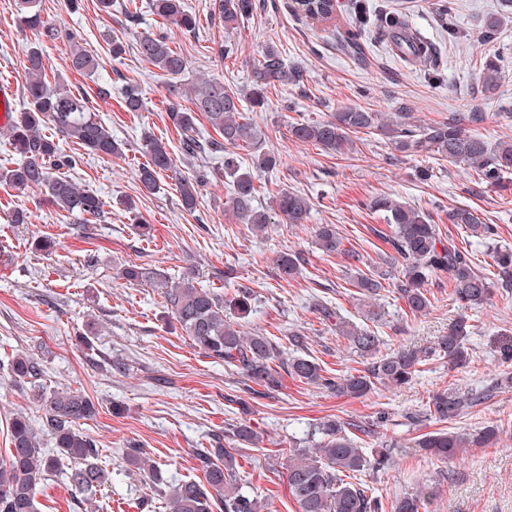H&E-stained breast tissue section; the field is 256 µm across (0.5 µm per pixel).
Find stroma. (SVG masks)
I'll return each instance as SVG.
<instances>
[{
	"mask_svg": "<svg viewBox=\"0 0 512 512\" xmlns=\"http://www.w3.org/2000/svg\"><path fill=\"white\" fill-rule=\"evenodd\" d=\"M130 2L137 9L133 24L124 18ZM184 2L199 21L192 33L164 29L150 0H115L108 16L99 12L97 0H82L75 13L66 0H41L44 16L58 28L50 39L21 30L16 0H0V80L14 84L17 104L25 102L26 51L40 43L48 80L67 83L90 98L99 119L124 144L122 155L111 159L86 154L68 141L60 144L64 154L77 159L69 177L105 203L103 215L91 222L51 205L44 191L0 185V457L7 453L13 415L39 416L34 389L17 387L9 370L12 358L24 352L43 364L44 388L78 389L96 403L97 415L82 430L102 449L112 472L111 482L96 495L107 512H139L138 498L155 495L145 476L122 460L124 448L146 449L167 481L195 479V449L215 447L227 424L243 420L261 435L257 446L241 451L250 493L267 501L268 512H297L288 493V448L327 418L375 424L363 447L398 445L392 467L365 479L384 504L429 485L436 492L425 512H512V362L497 354L512 343V286L496 281L493 262L496 247L512 249V183L497 191L487 188L467 166L399 152L377 130L357 134L352 150L343 154L288 133L291 124L326 120L344 107L360 106L408 113L409 125L416 128L477 112L482 119L473 132L491 143L512 141V19L494 38L484 36L485 21L501 12L502 0H364L366 6L382 3L407 15L438 51L439 67L433 72L402 57L371 27L360 39L364 55L354 56L342 42L357 24L350 0H337L327 20L298 15L292 0H262L260 9L230 32L213 0ZM444 4L452 8L458 38H449L442 24ZM162 29L171 46L185 53L191 80L217 76L225 85L242 88L253 58L270 43L288 65L302 70L303 83L275 86L266 110L252 113L260 138L238 154L247 165L257 152L279 153L282 163L262 176L253 206L268 212L277 192H297L312 204L306 223L279 221L254 233L226 205L230 185L223 154L183 155L181 135L168 114L170 82L135 50L141 34ZM70 32L99 56L94 75L70 69ZM115 35L125 46L118 60L110 53ZM225 45L232 51L223 59L218 50ZM492 57L500 59L504 73L498 89L487 93L480 72ZM129 85L138 87L142 111L123 109ZM148 135L160 139L176 160L153 194L142 191L136 176L147 160L143 144ZM202 166L211 177L190 213L181 206L178 180ZM424 168L431 172L425 181L418 176ZM384 195L430 213L443 237L468 249L477 268L493 280L490 300L466 311L474 326L470 363L453 367L439 359L427 361L403 388L379 384L366 396L352 398L286 374L277 391L253 394L243 375L205 355L168 317L157 289L117 276L121 266L137 264L175 279L195 272L198 285L227 295L236 285L249 286L256 300L253 313L241 321L244 331L267 336L284 350L290 332L301 331L307 354L328 374L353 373L365 367V358L337 336L335 320L316 310V300H327L346 319L374 330L390 350L433 346L463 312L444 273L429 278L425 288L432 305L417 316L388 291L376 300H360L347 259L318 249L316 226L336 225L345 247L360 253L363 271L397 276L399 264L385 257L374 234L384 227V214L368 208ZM457 207L476 209L484 223L493 225L494 235L471 237L449 223L448 213ZM41 239L54 241L52 252L36 249ZM288 251L306 257L291 280L282 279L275 264L277 255ZM446 387L481 390L486 397L443 425L425 418L423 409L434 391ZM489 424L502 430L495 445L469 449L445 464L408 449L418 435L443 426L465 433ZM35 502L37 512H82L62 474L37 487Z\"/></svg>",
	"mask_w": 512,
	"mask_h": 512,
	"instance_id": "obj_1",
	"label": "stroma"
}]
</instances>
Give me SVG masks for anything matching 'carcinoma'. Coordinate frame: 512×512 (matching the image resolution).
<instances>
[{"mask_svg":"<svg viewBox=\"0 0 512 512\" xmlns=\"http://www.w3.org/2000/svg\"><path fill=\"white\" fill-rule=\"evenodd\" d=\"M297 10L314 19H328L336 11V0H295ZM215 9L224 20V29L237 28L253 15L256 0H215ZM151 8L163 24L182 31H193L197 20L189 14L183 0H152ZM21 27L47 37L56 36V28L44 19L39 0H17ZM381 36L405 57L431 63L436 52L410 27L403 17H391L379 27ZM71 42L69 67L84 75L92 74L98 59L84 49L75 35ZM140 59L156 67L161 75L178 78L188 70V59L179 50L170 47L165 33H146L138 39ZM28 79L24 88L27 106L11 114L5 134L9 144L23 162L12 169L0 170V183L17 190L42 189L49 201L69 214H78L89 221L100 217L103 202L95 193L79 187L62 173L76 165V159L59 152L57 143L43 133L49 127L71 142L104 158L119 156L123 144L96 116L88 99L72 93L69 88L46 80V57L41 47L28 48L25 64ZM486 92L495 91L501 81V68L494 59L485 61L480 74ZM303 73L288 68L281 51L275 45L265 46L253 59L250 84L246 89L227 88L218 77L200 78L179 87L177 94L191 103L183 108L177 103L168 112L175 127L182 132L183 149L187 156L196 157L212 151L224 152V177L231 187L227 204L240 221L252 225L257 233L265 231L270 217L252 208L256 194L255 180L260 173H270L281 159L273 151L260 152L252 158V169H244L235 149L257 142L259 134L243 116L241 101L245 100L255 111L264 109L268 88L276 84H301ZM201 113L220 139L201 140L194 130V114ZM474 112L463 117L430 123L416 131L398 120H387L380 112L362 107H345L332 120L297 123L290 127L291 137L301 142H314L326 151L343 154L353 147L352 136L367 130L381 131L401 152L438 155L471 167L488 187H505L512 174V142L501 141L492 146L480 135L467 129L465 122H478ZM146 163L138 169L137 177L144 190L158 187L160 173L170 171L175 159L164 143L151 136L145 137ZM207 179L201 170L179 181L178 189L183 208L196 210L199 188ZM311 204L302 194L282 192L276 198V209L289 224L303 223ZM370 208L386 213L388 229L374 230L394 251L392 260L401 262L392 292L397 294L408 312L418 315L430 306L422 285L428 276L448 274L452 295L464 308L485 303L492 294L489 278L480 272L469 251L453 242L444 241L432 216L420 209L406 206L390 197L382 196L370 203ZM448 221L465 229L475 237L487 238L493 228L483 223L477 212L456 208L448 213ZM319 249L325 254H345L352 261H360L354 250L344 248L336 227L321 224L316 234ZM277 265L286 278L294 277L306 263L300 252H284L277 256ZM494 262L502 279H512V250L499 249ZM120 279L129 284L147 283L160 290L170 317L181 330L208 356L224 362V367L242 373L263 388L267 394L282 386L281 373L274 367L283 354L269 337L241 330L239 324L226 319L229 311L240 318L252 312L253 291L240 286L230 295L222 296L210 288L194 285L189 274L174 281L161 270L128 265L119 272ZM353 285L364 296H375L384 288L374 275L359 273ZM336 333L344 337L351 348L371 362L356 374L335 378L308 355H293L286 364L287 373L304 383L323 387L350 397H360L375 384L402 387L409 383L418 366L438 356L453 365L470 360L467 341L471 334L465 317L448 326V335L426 349H399L380 353L382 337L365 326L341 320ZM14 380L38 389L41 406L39 427L18 415L10 420L7 457L0 461V512H36V488L49 477L63 470L70 462L69 483L77 495V502L92 507L97 491L107 485L111 473L101 460L96 443L80 429L81 423L96 416L93 400L78 390H45L39 385L45 370L32 355L18 354L11 361ZM483 399V395L460 393L448 388L437 390L426 403V415L440 422L457 418L465 409ZM321 439L310 443L302 441L288 449V492L297 504V512H382L383 505L369 492L363 476L377 474L391 463L395 448L387 446L367 451L360 445V435L373 432L368 426L328 418L317 426ZM499 428L486 426L466 433L429 432L414 440L412 447L442 464L457 457L466 448H484L498 437ZM50 441L53 449L43 448ZM224 441L238 445H256L259 433L243 421L226 430ZM123 460L148 475L156 495L162 499L167 512H263L266 504L244 492L240 482L238 461L233 449L199 448L195 452L196 470L201 480H180L163 484L160 469L143 448H126ZM433 488L427 486L414 494L397 498L392 512H423Z\"/></svg>","mask_w":512,"mask_h":512,"instance_id":"cac0c4a2","label":"carcinoma"}]
</instances>
